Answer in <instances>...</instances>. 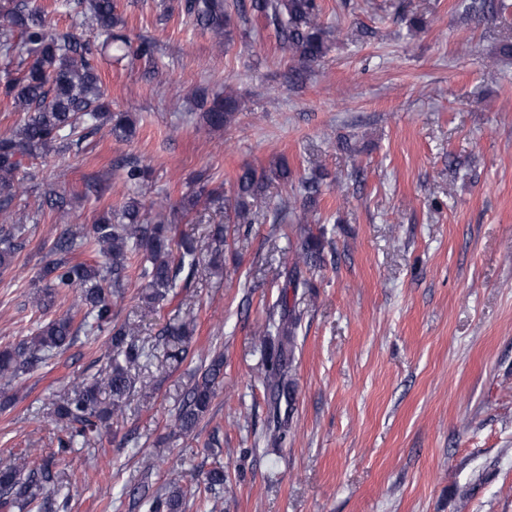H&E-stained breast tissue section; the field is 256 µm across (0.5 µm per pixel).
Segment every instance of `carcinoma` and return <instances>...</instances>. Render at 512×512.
<instances>
[{
    "label": "carcinoma",
    "mask_w": 512,
    "mask_h": 512,
    "mask_svg": "<svg viewBox=\"0 0 512 512\" xmlns=\"http://www.w3.org/2000/svg\"><path fill=\"white\" fill-rule=\"evenodd\" d=\"M83 14L90 16L97 27L110 31L118 20L117 0H77ZM178 10L195 26L224 36L230 41L232 13L241 16L250 8L263 14L273 24L281 47L293 53L297 61L308 66L327 50L325 30L320 23L322 11L318 0H177ZM512 9L508 0H472L466 6L470 13L493 16ZM0 20L10 32L18 33L19 44L32 55V60L17 76L3 71V96L11 99L15 111L22 113L19 125L8 136L0 137V215H9L13 201L24 192L19 178L24 159L36 152L49 154L60 150L65 140L79 145L87 134L105 128L112 138L129 142L136 135L132 118L112 117L109 102L101 89V78L92 61L90 41L75 33L58 34L49 30L45 11L36 0H0ZM124 50L132 59L154 69L153 46L145 41L132 46L123 41ZM196 104L202 120L211 129L230 125L240 111L239 100L226 94L207 99L201 95ZM268 175L246 166L235 179L232 211L226 223L214 225L209 236L214 243L226 242L229 225L251 224L249 199L258 195ZM22 225L0 224V268L10 265L22 248L19 241ZM174 227L171 224H145L141 202L132 197L119 209L110 211L91 230L82 233L68 224L60 227L51 247L53 258L41 269L43 282L38 303L44 309L54 306L60 295L74 290L77 300L63 315L41 324L28 340L0 350V379L9 383L36 368L50 357L63 352L81 330L87 333L110 332L112 367L89 382H82L54 409L55 417L66 423L68 433L57 439V453L64 454L78 441L86 442L98 433L110 415L122 410L134 380L129 368L146 357V350L133 338V332L114 323L112 297L121 292L127 279L130 259L139 254L138 266L142 281V300L154 307L167 300L176 288L187 287L202 260L201 248L195 240L183 238L177 255L170 248ZM99 246L103 262L89 264L73 260L72 254L89 244ZM324 262V234L308 232L286 271L289 287L308 285L302 268ZM300 315L293 309L280 319L269 316L268 326L277 327L286 342L266 356V388L272 410L270 422L279 441L288 430L281 408H291L295 401L293 381L288 379V361L293 352L294 336ZM193 320H184L163 330L168 358L184 360L192 336ZM224 375L223 356L211 359L201 379L185 394L175 415V425L183 433H191L208 411L216 386ZM53 482L47 468H32L23 458L0 463V509L12 512L36 503V491ZM224 490V469L215 467L206 477L204 492L216 494ZM144 512H182L183 491L174 488L168 493L137 499Z\"/></svg>",
    "instance_id": "cac0c4a2"
}]
</instances>
